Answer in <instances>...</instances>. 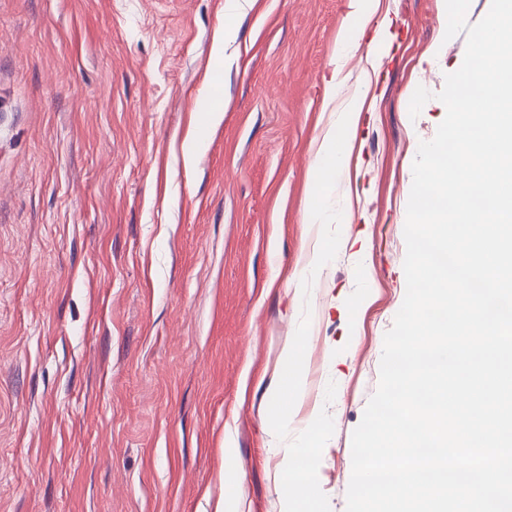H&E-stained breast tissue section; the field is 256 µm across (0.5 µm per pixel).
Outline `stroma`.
<instances>
[{"instance_id": "obj_1", "label": "stroma", "mask_w": 512, "mask_h": 512, "mask_svg": "<svg viewBox=\"0 0 512 512\" xmlns=\"http://www.w3.org/2000/svg\"><path fill=\"white\" fill-rule=\"evenodd\" d=\"M252 2L218 85L226 0H0V512H215L228 494L284 512L269 387L306 306L289 433L328 410L318 479L346 510L352 433L406 293L413 162L466 36L446 38L445 0H380L391 26L340 61L348 0ZM213 84L218 123L199 110ZM355 95L340 246L315 273L308 169Z\"/></svg>"}]
</instances>
